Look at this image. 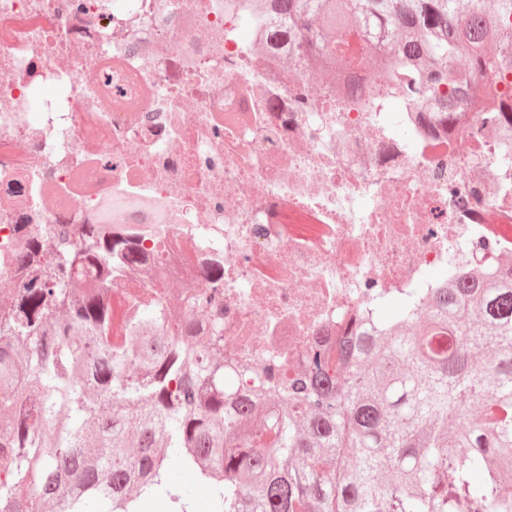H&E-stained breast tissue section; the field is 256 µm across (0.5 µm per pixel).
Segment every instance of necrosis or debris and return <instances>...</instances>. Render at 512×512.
Segmentation results:
<instances>
[{"label": "necrosis or debris", "mask_w": 512, "mask_h": 512, "mask_svg": "<svg viewBox=\"0 0 512 512\" xmlns=\"http://www.w3.org/2000/svg\"><path fill=\"white\" fill-rule=\"evenodd\" d=\"M249 14V0H0V295L17 286L14 225L99 224L129 200L112 233L140 236L155 270L113 280L117 318L159 293L205 325L217 293L225 359L291 369L362 300L512 254V136L411 101L297 107L305 61L257 53L268 16L241 40Z\"/></svg>", "instance_id": "4bbe7bcc"}]
</instances>
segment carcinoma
<instances>
[{
  "label": "carcinoma",
  "mask_w": 512,
  "mask_h": 512,
  "mask_svg": "<svg viewBox=\"0 0 512 512\" xmlns=\"http://www.w3.org/2000/svg\"><path fill=\"white\" fill-rule=\"evenodd\" d=\"M282 20L321 87L358 98V51L399 98L457 119L462 54L486 80L482 126L512 130V0H252ZM149 264L106 224L24 237L0 298V512H512V257L493 274L371 302L297 377L224 362V313L165 319L162 298L113 333L112 278ZM171 482L188 494L189 510L193 512H208L209 494L205 486L187 471L173 468L170 473Z\"/></svg>",
  "instance_id": "1"
}]
</instances>
